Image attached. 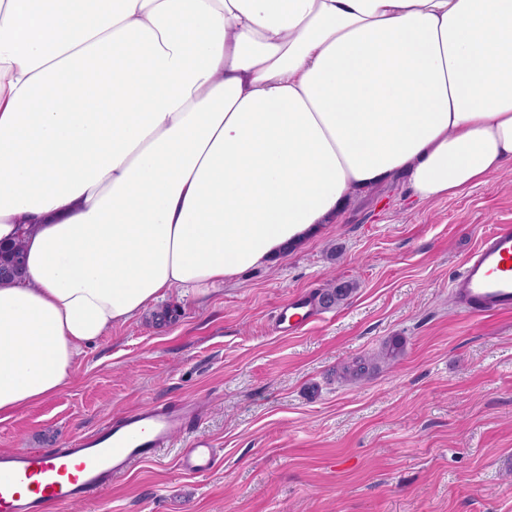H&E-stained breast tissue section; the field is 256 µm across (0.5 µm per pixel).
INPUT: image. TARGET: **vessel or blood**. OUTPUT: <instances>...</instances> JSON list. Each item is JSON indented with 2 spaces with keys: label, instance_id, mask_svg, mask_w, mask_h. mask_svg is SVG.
<instances>
[{
  "label": "vessel or blood",
  "instance_id": "1",
  "mask_svg": "<svg viewBox=\"0 0 512 512\" xmlns=\"http://www.w3.org/2000/svg\"><path fill=\"white\" fill-rule=\"evenodd\" d=\"M450 292L464 312L487 315L512 311V226L485 235L450 281ZM312 301H290L279 309L275 325L297 335L315 318ZM200 416L195 400H169L108 421L70 444L44 453L30 450L0 456V512H46L48 506L86 501L140 463L155 459ZM216 453L196 442L179 459L180 469L201 475L211 471Z\"/></svg>",
  "mask_w": 512,
  "mask_h": 512
}]
</instances>
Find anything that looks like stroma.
<instances>
[{
    "label": "stroma",
    "mask_w": 512,
    "mask_h": 512,
    "mask_svg": "<svg viewBox=\"0 0 512 512\" xmlns=\"http://www.w3.org/2000/svg\"><path fill=\"white\" fill-rule=\"evenodd\" d=\"M502 224L512 165L427 203L404 179L376 185L274 265L206 297L168 296L86 347L65 388L0 421V454L190 398L193 431L60 512H512V314L472 316L449 293ZM332 279L354 284L344 303L301 334L273 331L276 309ZM395 337L399 360L338 377ZM198 439L217 463L188 475L178 459ZM375 357H357L341 367L339 377L345 381L362 380L376 367Z\"/></svg>",
    "instance_id": "stroma-1"
}]
</instances>
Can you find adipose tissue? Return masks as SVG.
<instances>
[{
	"instance_id": "adipose-tissue-1",
	"label": "adipose tissue",
	"mask_w": 512,
	"mask_h": 512,
	"mask_svg": "<svg viewBox=\"0 0 512 512\" xmlns=\"http://www.w3.org/2000/svg\"><path fill=\"white\" fill-rule=\"evenodd\" d=\"M512 164V0H0V421L402 176ZM0 248H1V255H2V250L11 251V258H12L10 263L7 265H3L2 261H1L0 266L2 265L3 268L5 269V273H3V276L0 275V283H1L2 281H8V280L17 278V277H11V276L19 272V270L22 267V264H23V268H24V266H25V247H24L23 240L18 238L12 242L0 244ZM6 270H8V271H6Z\"/></svg>"
}]
</instances>
